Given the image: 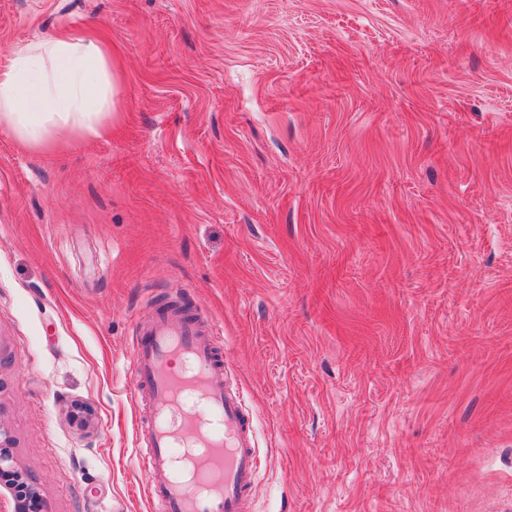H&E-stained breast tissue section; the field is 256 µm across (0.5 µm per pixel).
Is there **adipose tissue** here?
Here are the masks:
<instances>
[{
    "label": "adipose tissue",
    "instance_id": "obj_1",
    "mask_svg": "<svg viewBox=\"0 0 512 512\" xmlns=\"http://www.w3.org/2000/svg\"><path fill=\"white\" fill-rule=\"evenodd\" d=\"M118 86L110 43L82 30L16 46L0 67V131L35 148L102 135Z\"/></svg>",
    "mask_w": 512,
    "mask_h": 512
}]
</instances>
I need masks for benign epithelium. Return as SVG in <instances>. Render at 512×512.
I'll return each instance as SVG.
<instances>
[{"mask_svg":"<svg viewBox=\"0 0 512 512\" xmlns=\"http://www.w3.org/2000/svg\"><path fill=\"white\" fill-rule=\"evenodd\" d=\"M14 439L0 420V506L9 503V512H47L39 489L16 464L11 448Z\"/></svg>","mask_w":512,"mask_h":512,"instance_id":"1","label":"benign epithelium"}]
</instances>
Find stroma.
Instances as JSON below:
<instances>
[{
    "mask_svg": "<svg viewBox=\"0 0 512 512\" xmlns=\"http://www.w3.org/2000/svg\"><path fill=\"white\" fill-rule=\"evenodd\" d=\"M64 27L123 107L0 133V418L49 512H157L132 345L172 303L224 338L249 512H512V0H0V60Z\"/></svg>",
    "mask_w": 512,
    "mask_h": 512,
    "instance_id": "stroma-1",
    "label": "stroma"
}]
</instances>
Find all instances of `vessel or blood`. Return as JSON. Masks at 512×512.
<instances>
[{
    "instance_id": "vessel-or-blood-1",
    "label": "vessel or blood",
    "mask_w": 512,
    "mask_h": 512,
    "mask_svg": "<svg viewBox=\"0 0 512 512\" xmlns=\"http://www.w3.org/2000/svg\"><path fill=\"white\" fill-rule=\"evenodd\" d=\"M217 330L164 312L139 325L135 389L156 406L137 456L159 512H247L259 473L254 425L226 383Z\"/></svg>"
}]
</instances>
